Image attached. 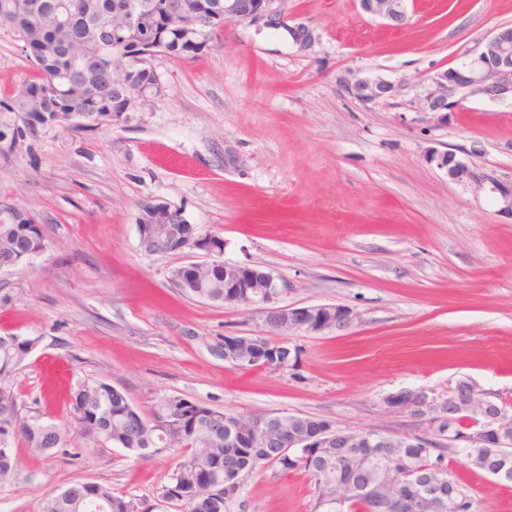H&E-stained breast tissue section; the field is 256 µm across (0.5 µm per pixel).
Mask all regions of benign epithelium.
Instances as JSON below:
<instances>
[{"instance_id":"benign-epithelium-1","label":"benign epithelium","mask_w":512,"mask_h":512,"mask_svg":"<svg viewBox=\"0 0 512 512\" xmlns=\"http://www.w3.org/2000/svg\"><path fill=\"white\" fill-rule=\"evenodd\" d=\"M282 0H224L220 7L224 10V23H247L257 29L267 28L284 30L292 43L301 52L313 50L319 41L318 34L307 24H288V17L282 13L278 3ZM360 8L367 14L389 21L394 28H402L408 23L407 0H359ZM468 60L457 65L440 69L429 77L430 88L420 98V111L443 113L453 106L449 98L458 91L468 89L491 99H500L512 94V26L499 29L489 37L483 47L477 51L465 52ZM343 89L351 97L364 104H376L392 98L399 86L381 78H364L354 82L343 81ZM428 159L440 168L448 170V177L458 182H470L482 185L485 176L478 173L467 162L456 158L452 153H440L431 150ZM139 218L143 224H180L182 214L177 209L162 203L144 202L140 206ZM224 287L254 288L261 292H246L247 305L259 307L265 314L280 315L285 318L284 326L303 329L307 333L342 330L350 327L356 315L346 306L329 304L292 307L277 306L274 298L277 288L281 287L279 279L271 272L242 265L236 262L224 265ZM336 310V316L326 322L315 325L307 316L321 310ZM391 407H406L427 418L431 432H437V425L450 418L453 409H466L481 418L476 423L478 430L466 435L463 442L469 448H482L493 442L497 448L512 446V436L498 426L501 415L512 417V405L491 392L478 391L476 396L461 395L455 389L448 393L446 399L430 398L421 392L403 391L387 399ZM250 431L260 438L261 445L267 444L281 449L288 454L296 453L301 448H326L328 440L338 436L339 443H355L356 433L339 434L334 424L311 436L306 434L288 436L280 428L281 418L270 415H257L247 418ZM457 490L453 482H448V496H443L440 487L429 483L426 485V497L438 506L448 500V510H454Z\"/></svg>"}]
</instances>
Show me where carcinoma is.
<instances>
[{
	"label": "carcinoma",
	"mask_w": 512,
	"mask_h": 512,
	"mask_svg": "<svg viewBox=\"0 0 512 512\" xmlns=\"http://www.w3.org/2000/svg\"><path fill=\"white\" fill-rule=\"evenodd\" d=\"M219 0H182L181 19L199 17L206 26L197 34L176 22L167 10L168 0H0V27L15 31L23 52L38 71L37 80L25 82L16 94L0 100V160L8 161L18 141L38 127L66 123L77 115L105 127L112 113L126 110L127 98L144 87L157 97L161 87L154 70L146 64L157 53L177 56L201 51L213 32L224 25ZM136 11L134 27L125 38L112 40L114 12ZM64 14L66 22L58 19ZM83 45L75 60L72 45ZM143 55L144 64L132 66L128 56ZM166 237V250L173 251L189 239L202 237L215 248L212 264L195 275H182L185 294L222 304L234 289L224 287V239L203 232L195 224H174ZM46 236L40 214L0 199V264L18 258L27 261L45 250ZM40 337L10 333L0 336V375L12 372L35 349ZM243 367L288 365L291 353L284 345L263 337L238 342ZM73 420L68 429L19 415L13 395L0 394V424L10 427L6 447L0 445V484L15 471L13 445L21 439L31 448L66 450L70 433L97 447L123 448L131 454L178 450V462L162 491L180 503L182 512H224L226 499L242 477L264 462H275L284 471L303 470L314 480L317 512H434L424 503L417 475L448 476V463L440 452L441 442L422 438L406 448H378L361 439L350 448H304L296 456H278L274 448H258L251 437L227 430L225 421L238 415L202 406L180 395L158 400L145 416L111 384L96 381L81 385L72 396ZM319 419L285 415L286 430L302 433ZM483 466L500 463L493 448H454ZM352 486L354 496L344 509L336 508V489ZM98 508L91 509L87 486L77 482L51 493L41 512H137L133 501L112 488L95 485Z\"/></svg>",
	"instance_id": "carcinoma-1"
}]
</instances>
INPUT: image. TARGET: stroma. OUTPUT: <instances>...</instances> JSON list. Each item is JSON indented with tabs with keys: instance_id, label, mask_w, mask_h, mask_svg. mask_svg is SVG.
<instances>
[{
	"instance_id": "stroma-1",
	"label": "stroma",
	"mask_w": 512,
	"mask_h": 512,
	"mask_svg": "<svg viewBox=\"0 0 512 512\" xmlns=\"http://www.w3.org/2000/svg\"><path fill=\"white\" fill-rule=\"evenodd\" d=\"M290 23L312 26L304 54L274 30L229 23L193 56L148 64L161 94L105 129L40 128L0 162V199L41 214V256L0 271V333L40 344L0 389L23 416L71 420L70 393L105 381L142 412L166 395L245 416L300 414L337 429L427 436L387 398L447 397L457 381L512 403V100L466 92L447 119L417 109L435 71L501 27L512 0H409L394 30L358 0H283ZM37 73L0 28V99ZM382 78L394 99L363 104L339 77ZM453 152L486 177L449 179L430 150ZM146 201L181 208L224 239L226 259L288 284L278 302L336 304L341 331L269 333L261 310L189 297L169 280L180 254L146 255L137 230ZM293 350L287 367L240 368L214 356L217 337L264 336ZM18 466L0 512H40L78 481L153 505L176 463L73 439L69 453L16 441ZM477 512H512V482L447 453ZM226 512H316L313 478L265 463Z\"/></svg>"
}]
</instances>
